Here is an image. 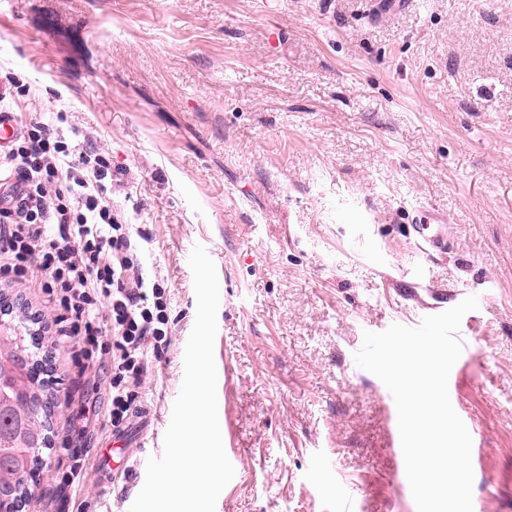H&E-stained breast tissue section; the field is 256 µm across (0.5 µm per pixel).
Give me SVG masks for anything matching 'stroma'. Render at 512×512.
I'll use <instances>...</instances> for the list:
<instances>
[{"instance_id":"obj_1","label":"stroma","mask_w":512,"mask_h":512,"mask_svg":"<svg viewBox=\"0 0 512 512\" xmlns=\"http://www.w3.org/2000/svg\"><path fill=\"white\" fill-rule=\"evenodd\" d=\"M0 71L28 88L29 118L65 114L107 152V194L148 240L172 328L115 450L103 392L68 403L39 283L0 282L39 323L56 397L24 512H129L181 390L198 244L237 448L216 512H417L393 396L354 354L410 323L393 282L421 261L405 230L420 210L455 227L433 276L481 300L449 389L483 443L473 512H512V0H0ZM103 453L125 476L98 471Z\"/></svg>"}]
</instances>
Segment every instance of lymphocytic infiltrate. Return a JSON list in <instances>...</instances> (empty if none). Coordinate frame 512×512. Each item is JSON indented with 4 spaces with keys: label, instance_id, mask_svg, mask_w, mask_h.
<instances>
[{
    "label": "lymphocytic infiltrate",
    "instance_id": "1",
    "mask_svg": "<svg viewBox=\"0 0 512 512\" xmlns=\"http://www.w3.org/2000/svg\"><path fill=\"white\" fill-rule=\"evenodd\" d=\"M0 152V180L20 201L0 206V279L42 278L60 335L73 338L79 386L108 367L112 428H126L152 362L169 345L168 299L147 272L132 226L105 193L107 157L36 120Z\"/></svg>",
    "mask_w": 512,
    "mask_h": 512
}]
</instances>
